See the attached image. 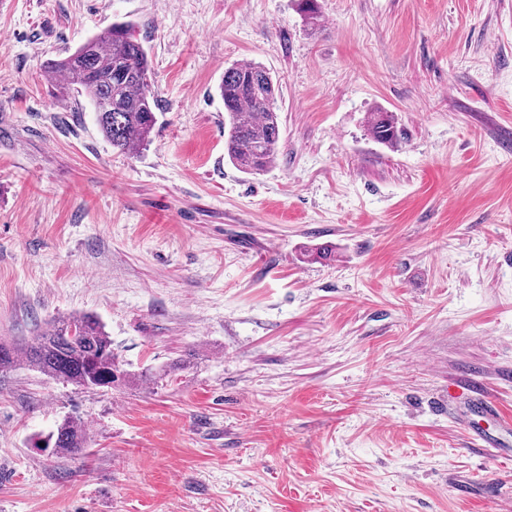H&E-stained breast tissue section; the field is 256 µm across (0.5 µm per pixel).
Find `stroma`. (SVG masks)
<instances>
[{"label": "stroma", "mask_w": 512, "mask_h": 512, "mask_svg": "<svg viewBox=\"0 0 512 512\" xmlns=\"http://www.w3.org/2000/svg\"><path fill=\"white\" fill-rule=\"evenodd\" d=\"M317 5L0 0V342L89 313L133 376L0 372V512L512 507L448 412L468 376L512 418V0ZM124 19L161 112L133 155L45 72ZM251 61L279 87L257 175L217 92ZM69 417L77 459L42 445ZM368 131L377 142L391 147L397 146L402 139L391 112H371L368 117Z\"/></svg>", "instance_id": "obj_1"}]
</instances>
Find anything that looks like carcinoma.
Listing matches in <instances>:
<instances>
[{
    "instance_id": "cac0c4a2",
    "label": "carcinoma",
    "mask_w": 512,
    "mask_h": 512,
    "mask_svg": "<svg viewBox=\"0 0 512 512\" xmlns=\"http://www.w3.org/2000/svg\"><path fill=\"white\" fill-rule=\"evenodd\" d=\"M149 69L148 52L134 24L120 21L67 57L48 63L46 73L87 97L103 137L118 152L133 155L150 141L158 122L157 100L144 82ZM218 90L227 115L224 155L243 173L267 171L276 161L280 140L276 87L269 72L255 62L231 65ZM368 131L379 143L393 147L401 142L390 112L370 113ZM19 363L84 389L110 388L128 379L104 325L89 314L56 319L23 346L1 342L0 370ZM51 440L55 454L76 456L84 452L87 434L80 419L70 418Z\"/></svg>"
}]
</instances>
